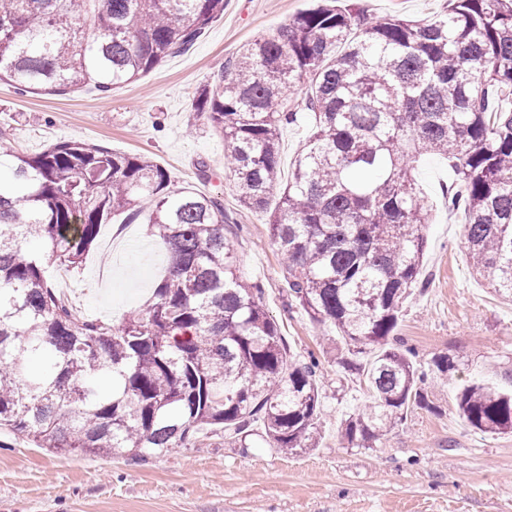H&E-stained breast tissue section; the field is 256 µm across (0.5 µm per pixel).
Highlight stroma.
I'll return each instance as SVG.
<instances>
[{
    "label": "stroma",
    "mask_w": 512,
    "mask_h": 512,
    "mask_svg": "<svg viewBox=\"0 0 512 512\" xmlns=\"http://www.w3.org/2000/svg\"><path fill=\"white\" fill-rule=\"evenodd\" d=\"M374 21L401 15L428 21L446 0H356ZM311 0H225L224 15L187 52L166 57L141 80L103 94H23L0 83V130L25 153L79 140L164 168L172 189L221 199L232 221L224 236L241 276L263 288L262 304L297 359L316 354L322 387L317 448L284 453L225 443L223 432L194 448L143 461L106 460L80 451L55 455L0 431V512H512V435L463 426L456 393L490 380L512 387V302L471 268L463 210L448 206L455 175L446 159L420 158L415 176L433 204L423 261L425 285L403 306L397 334L426 363L449 355L456 367L422 386L424 400L377 448H348L339 428L367 399L357 376L338 365L328 331L289 306L282 256L269 214L240 207L224 159V139L193 110L197 91L224 70L246 42L269 35ZM151 207L102 227L83 263L54 267V287L78 312L116 325L145 309L167 267L166 249L146 232Z\"/></svg>",
    "instance_id": "stroma-1"
}]
</instances>
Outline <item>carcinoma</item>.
Returning <instances> with one entry per match:
<instances>
[{
  "mask_svg": "<svg viewBox=\"0 0 512 512\" xmlns=\"http://www.w3.org/2000/svg\"><path fill=\"white\" fill-rule=\"evenodd\" d=\"M224 0H0V82L22 93H108L188 50ZM305 79L312 132L270 214L288 295L348 346L369 403L341 423L350 448H375L428 376L394 331L421 287L431 207L413 175L448 160L467 215L473 272L512 300V0H449L429 23L372 22L317 3L241 48L195 100L224 137L241 205L268 209L281 178V128L301 118L288 91ZM148 200L172 267L147 308L113 326L76 315L47 267H78L112 217ZM224 204L170 189L165 169L79 141L36 155L0 131V429L49 451L144 459L218 429L249 447H317L318 361H292L262 289L237 273ZM109 388L101 387V379ZM468 429L512 434V390H459Z\"/></svg>",
  "mask_w": 512,
  "mask_h": 512,
  "instance_id": "carcinoma-1",
  "label": "carcinoma"
}]
</instances>
